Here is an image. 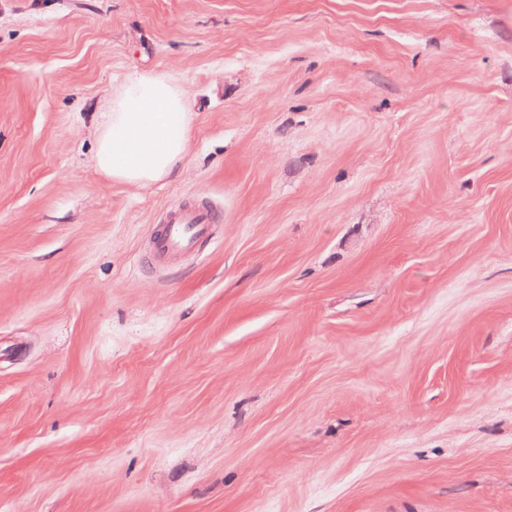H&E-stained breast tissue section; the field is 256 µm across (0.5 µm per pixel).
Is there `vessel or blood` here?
<instances>
[{"instance_id":"vessel-or-blood-1","label":"vessel or blood","mask_w":512,"mask_h":512,"mask_svg":"<svg viewBox=\"0 0 512 512\" xmlns=\"http://www.w3.org/2000/svg\"><path fill=\"white\" fill-rule=\"evenodd\" d=\"M210 209L191 208L169 216L159 225L154 239V255L177 258L195 251L198 243L211 232Z\"/></svg>"}]
</instances>
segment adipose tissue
<instances>
[{
  "mask_svg": "<svg viewBox=\"0 0 512 512\" xmlns=\"http://www.w3.org/2000/svg\"><path fill=\"white\" fill-rule=\"evenodd\" d=\"M190 124L179 85L160 74L132 73L98 124L96 167L106 178L142 188L164 180L184 162Z\"/></svg>",
  "mask_w": 512,
  "mask_h": 512,
  "instance_id": "obj_1",
  "label": "adipose tissue"
}]
</instances>
